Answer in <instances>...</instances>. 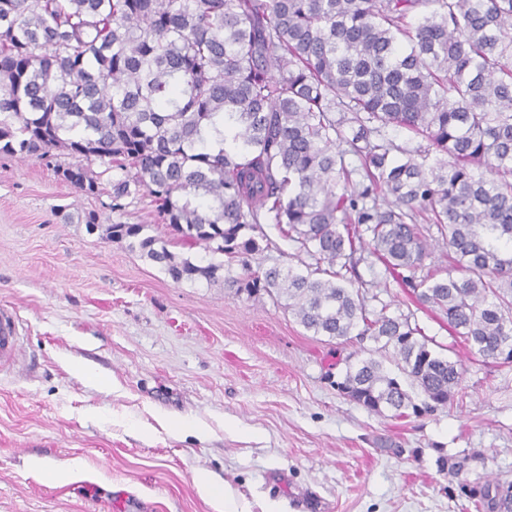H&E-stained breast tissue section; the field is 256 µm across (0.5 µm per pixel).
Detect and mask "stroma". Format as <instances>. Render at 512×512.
<instances>
[{"instance_id": "obj_1", "label": "stroma", "mask_w": 512, "mask_h": 512, "mask_svg": "<svg viewBox=\"0 0 512 512\" xmlns=\"http://www.w3.org/2000/svg\"><path fill=\"white\" fill-rule=\"evenodd\" d=\"M109 203L39 156L0 154V306L22 325L0 372V512H215L200 472L251 512H469L436 464L464 450L487 458L475 476L512 481V366L457 342L375 256L357 266L369 312L409 319L463 366L453 404L421 418L336 390L360 342L312 335L263 293L173 282L108 238L111 224L170 238L147 192ZM176 416L206 436L170 431ZM75 461L69 483L46 479Z\"/></svg>"}]
</instances>
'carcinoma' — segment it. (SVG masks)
Listing matches in <instances>:
<instances>
[{
    "instance_id": "cac0c4a2",
    "label": "carcinoma",
    "mask_w": 512,
    "mask_h": 512,
    "mask_svg": "<svg viewBox=\"0 0 512 512\" xmlns=\"http://www.w3.org/2000/svg\"><path fill=\"white\" fill-rule=\"evenodd\" d=\"M390 125L426 145H393ZM58 150L79 158L54 165L76 191L116 210L146 190L180 244L242 266L226 279L146 224L108 226L174 282L263 292L315 336L372 341L336 382L371 413H433L462 367L367 310L359 252L512 364V0H0V153ZM419 215L448 245L444 276L423 272ZM263 224L309 262L252 267ZM474 462L437 458L474 512H512L511 482L468 488Z\"/></svg>"
}]
</instances>
